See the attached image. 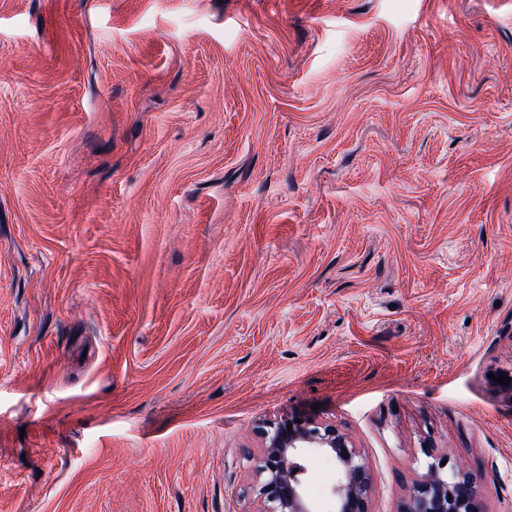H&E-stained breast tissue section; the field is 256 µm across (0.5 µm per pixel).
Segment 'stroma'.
Returning <instances> with one entry per match:
<instances>
[{
    "label": "stroma",
    "mask_w": 512,
    "mask_h": 512,
    "mask_svg": "<svg viewBox=\"0 0 512 512\" xmlns=\"http://www.w3.org/2000/svg\"><path fill=\"white\" fill-rule=\"evenodd\" d=\"M511 370L512 0H0V512H512ZM257 430L262 440L256 467L258 512H370L371 472L359 448L335 424L292 415L262 421ZM308 450L336 459L339 477L324 503L311 502L304 494L301 477ZM425 470L401 512H487L470 471L445 454L426 453ZM445 462V466H442ZM451 494V497H448Z\"/></svg>",
    "instance_id": "1"
}]
</instances>
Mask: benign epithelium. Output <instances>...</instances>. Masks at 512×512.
<instances>
[{
    "mask_svg": "<svg viewBox=\"0 0 512 512\" xmlns=\"http://www.w3.org/2000/svg\"><path fill=\"white\" fill-rule=\"evenodd\" d=\"M258 512H369L372 475L351 438L330 422L285 416L258 425ZM313 450L336 459L339 477L324 503L306 499L302 475ZM425 470L403 512H487L470 471L445 454L426 453Z\"/></svg>",
    "mask_w": 512,
    "mask_h": 512,
    "instance_id": "1",
    "label": "benign epithelium"
}]
</instances>
